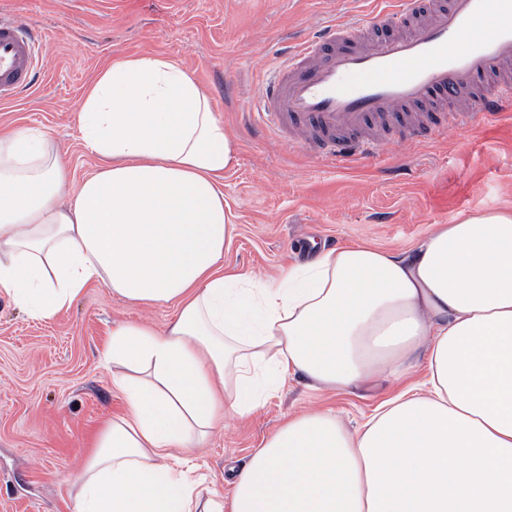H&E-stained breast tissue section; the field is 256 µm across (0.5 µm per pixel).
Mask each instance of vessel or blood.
<instances>
[{
  "label": "vessel or blood",
  "mask_w": 512,
  "mask_h": 512,
  "mask_svg": "<svg viewBox=\"0 0 512 512\" xmlns=\"http://www.w3.org/2000/svg\"><path fill=\"white\" fill-rule=\"evenodd\" d=\"M38 44L0 19V101L32 87ZM275 132L346 166L512 110V0H377L285 54L262 92Z\"/></svg>",
  "instance_id": "vessel-or-blood-1"
}]
</instances>
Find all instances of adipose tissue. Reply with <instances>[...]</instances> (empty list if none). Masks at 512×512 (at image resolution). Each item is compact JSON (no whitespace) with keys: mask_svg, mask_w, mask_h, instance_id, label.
Returning a JSON list of instances; mask_svg holds the SVG:
<instances>
[{"mask_svg":"<svg viewBox=\"0 0 512 512\" xmlns=\"http://www.w3.org/2000/svg\"><path fill=\"white\" fill-rule=\"evenodd\" d=\"M78 126L102 164L73 195L47 134H0V293L37 320L93 283L176 315L113 330L103 363L128 410L74 476L71 512H512V212L260 279L224 268L237 145L188 71L116 60ZM296 375L336 394L401 389L355 430L329 410L292 416L230 498L202 492L182 454Z\"/></svg>","mask_w":512,"mask_h":512,"instance_id":"ef3b65f1","label":"adipose tissue"}]
</instances>
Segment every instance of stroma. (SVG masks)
<instances>
[{
  "instance_id": "obj_1",
  "label": "stroma",
  "mask_w": 512,
  "mask_h": 512,
  "mask_svg": "<svg viewBox=\"0 0 512 512\" xmlns=\"http://www.w3.org/2000/svg\"><path fill=\"white\" fill-rule=\"evenodd\" d=\"M372 0H0V17L28 24L43 43L32 89L0 104V131L34 128L55 142L70 190L100 160L81 140L76 111L96 74L125 56L177 60L212 99L236 138V163L222 188L237 223L224 266L273 276L306 257L365 242L409 248L432 224L458 213L512 210V115L391 148L350 168L293 148L261 114V93L293 38L341 14L363 16ZM168 306L130 307L108 288H87L49 321L30 318L0 295V512H70L69 477L105 422L123 413L101 355L113 328L161 329ZM392 385L335 395L284 387L246 417L226 415L205 448L190 455L210 489L229 494L232 469L306 409L340 411L358 425Z\"/></svg>"
}]
</instances>
